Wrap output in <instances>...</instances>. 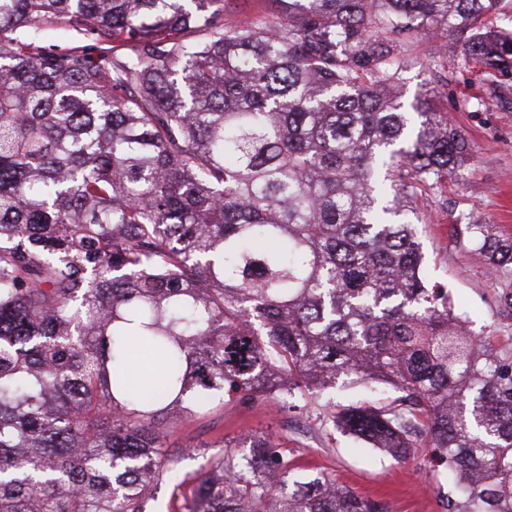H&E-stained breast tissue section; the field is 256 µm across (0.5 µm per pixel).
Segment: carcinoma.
<instances>
[{"label": "carcinoma", "mask_w": 512, "mask_h": 512, "mask_svg": "<svg viewBox=\"0 0 512 512\" xmlns=\"http://www.w3.org/2000/svg\"><path fill=\"white\" fill-rule=\"evenodd\" d=\"M277 2L228 26L224 0H0V512H149L185 482L170 424L234 398L323 409L357 382L333 428L427 449L448 512H512V337L455 314L416 231L469 144L430 91L400 93L431 33L493 99L499 0ZM55 19L97 45L43 53ZM465 230L512 266V238ZM188 512L389 508L262 433L208 461Z\"/></svg>", "instance_id": "carcinoma-1"}]
</instances>
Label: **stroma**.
Returning a JSON list of instances; mask_svg holds the SVG:
<instances>
[{"mask_svg":"<svg viewBox=\"0 0 512 512\" xmlns=\"http://www.w3.org/2000/svg\"><path fill=\"white\" fill-rule=\"evenodd\" d=\"M445 37L425 40L403 74L404 103L433 89L440 111L462 131L471 146L462 175L443 179L423 195L425 222L420 227L425 273L430 283L447 288L454 310L476 334L512 336V306L502 301L512 290V270L491 273L458 236L467 224H488L512 236V82L490 104H483L486 83L480 71L454 63ZM447 68L448 82L437 79ZM280 438L308 474L326 473L339 485L388 502L391 512H445L440 493L451 488L443 468L415 456L398 462L363 441L323 427L314 413L281 411L273 401H230L204 417L171 428V449H189L179 466L188 478L199 475L205 455L252 433Z\"/></svg>","mask_w":512,"mask_h":512,"instance_id":"35a3bbf8","label":"stroma"}]
</instances>
